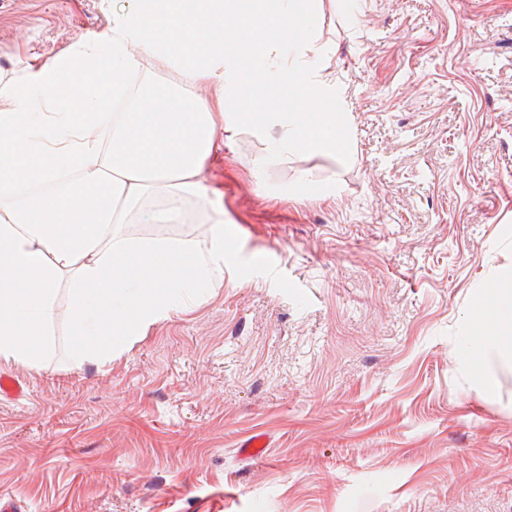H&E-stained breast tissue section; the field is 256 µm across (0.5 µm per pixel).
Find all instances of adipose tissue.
Segmentation results:
<instances>
[{
    "instance_id": "obj_1",
    "label": "adipose tissue",
    "mask_w": 512,
    "mask_h": 512,
    "mask_svg": "<svg viewBox=\"0 0 512 512\" xmlns=\"http://www.w3.org/2000/svg\"><path fill=\"white\" fill-rule=\"evenodd\" d=\"M324 0H114L112 27L0 82V362L44 367L67 296L73 354L99 365L173 309L224 285V216L202 174L219 138L266 161L351 153L340 132ZM257 76L260 101L241 87ZM54 102L39 112L35 101ZM127 224H201L197 242ZM463 347L484 392L512 369V279L486 288Z\"/></svg>"
}]
</instances>
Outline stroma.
Instances as JSON below:
<instances>
[{"instance_id": "obj_1", "label": "stroma", "mask_w": 512, "mask_h": 512, "mask_svg": "<svg viewBox=\"0 0 512 512\" xmlns=\"http://www.w3.org/2000/svg\"><path fill=\"white\" fill-rule=\"evenodd\" d=\"M111 25V0H0V79ZM321 27L352 155L259 175L264 142L225 141L223 287L106 365L60 300L55 362L0 364L17 512H512V371L488 395L462 360L512 276V0H336Z\"/></svg>"}]
</instances>
